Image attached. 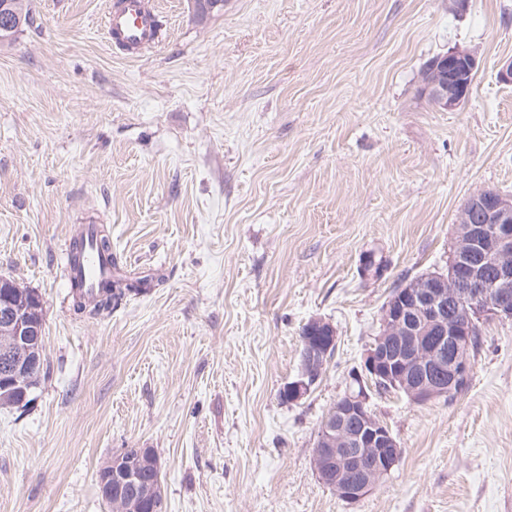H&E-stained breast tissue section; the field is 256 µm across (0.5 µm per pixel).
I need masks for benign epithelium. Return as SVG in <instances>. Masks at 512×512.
I'll return each instance as SVG.
<instances>
[{"instance_id":"benign-epithelium-1","label":"benign epithelium","mask_w":512,"mask_h":512,"mask_svg":"<svg viewBox=\"0 0 512 512\" xmlns=\"http://www.w3.org/2000/svg\"><path fill=\"white\" fill-rule=\"evenodd\" d=\"M476 57L451 51L437 57L422 91L442 110L454 111L469 96ZM449 273H435L399 288L382 309L380 329L361 369L335 409L322 421L313 461L319 481L355 502L401 461L390 429L369 408V390L385 386L425 404L447 397L469 378L472 337L484 319L512 321V196L481 190L461 214ZM43 322L0 281V392L15 406L28 402L42 361ZM334 327L321 319L305 325L301 372L283 389L293 403L318 381L336 345ZM102 490L122 512H158L163 507L160 464L152 448L137 459L115 455L100 477Z\"/></svg>"}]
</instances>
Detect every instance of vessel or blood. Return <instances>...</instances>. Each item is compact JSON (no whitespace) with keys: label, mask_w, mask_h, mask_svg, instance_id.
I'll list each match as a JSON object with an SVG mask.
<instances>
[{"label":"vessel or blood","mask_w":512,"mask_h":512,"mask_svg":"<svg viewBox=\"0 0 512 512\" xmlns=\"http://www.w3.org/2000/svg\"><path fill=\"white\" fill-rule=\"evenodd\" d=\"M99 25L109 44L121 43L138 51L155 47L162 31L158 10L146 8L143 0H124L118 8L106 5ZM81 234L86 248L79 262H68V277L92 291L102 280L111 277L112 267L107 255L96 247L98 235L95 226L84 225Z\"/></svg>","instance_id":"vessel-or-blood-1"}]
</instances>
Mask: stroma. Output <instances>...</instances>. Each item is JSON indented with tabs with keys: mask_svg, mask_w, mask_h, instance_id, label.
<instances>
[{
	"mask_svg": "<svg viewBox=\"0 0 512 512\" xmlns=\"http://www.w3.org/2000/svg\"><path fill=\"white\" fill-rule=\"evenodd\" d=\"M104 2L33 0L0 46V277L40 295L47 367L0 408V512H112L97 472L123 448L155 449L163 512H512L510 321L481 324L455 397L371 392L403 455L370 493L312 463L391 293L447 272L472 193L512 196V0H224L203 22L160 0L167 36L137 56ZM455 50L478 67L443 111L422 72ZM82 224L158 285L76 315ZM314 319L334 355L283 401Z\"/></svg>",
	"mask_w": 512,
	"mask_h": 512,
	"instance_id": "1",
	"label": "stroma"
}]
</instances>
